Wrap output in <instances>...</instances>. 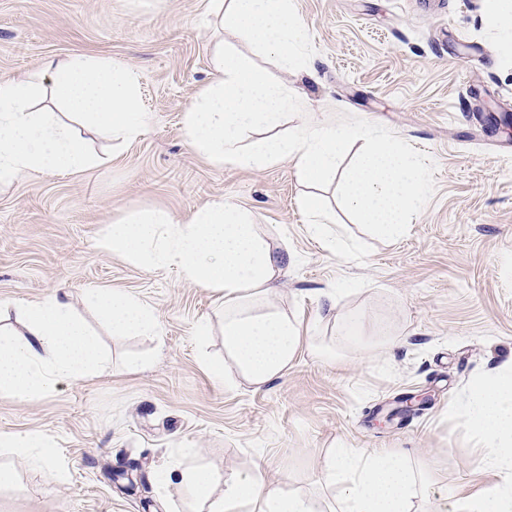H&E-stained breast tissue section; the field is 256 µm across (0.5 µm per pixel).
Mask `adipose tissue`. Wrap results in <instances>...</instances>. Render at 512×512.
<instances>
[{"label":"adipose tissue","mask_w":512,"mask_h":512,"mask_svg":"<svg viewBox=\"0 0 512 512\" xmlns=\"http://www.w3.org/2000/svg\"><path fill=\"white\" fill-rule=\"evenodd\" d=\"M222 28L246 35L284 66L301 67L297 53L304 28L291 0H211ZM46 85L26 79L0 82V186L20 176L85 173L100 157L71 125L38 111L42 92L79 117L126 141L147 127L137 81L111 59L85 52L46 62ZM104 249L153 268L177 267L197 285L217 293L224 305V362L210 365L217 383L232 366L249 385L261 388L284 376L294 360L300 331L294 317L279 309H258L288 267L256 230L250 215L227 200L211 201L185 221L150 212L109 225ZM85 304L104 317L116 336L155 337L151 308L120 291H91ZM21 327L10 326V319ZM100 364L94 336L76 316L68 294L53 292L22 308L0 302V392L25 401L49 392L63 380L88 377ZM466 423L488 442L487 466L497 478L459 503L454 512H512V365L475 379L466 403ZM0 447L28 462L50 468L53 443L36 432L0 434ZM323 479L335 488L333 504L266 482L261 473H235L201 466L164 464L160 487L174 488L189 512H423L418 501L433 481L427 467L378 448L340 447L331 452Z\"/></svg>","instance_id":"adipose-tissue-1"}]
</instances>
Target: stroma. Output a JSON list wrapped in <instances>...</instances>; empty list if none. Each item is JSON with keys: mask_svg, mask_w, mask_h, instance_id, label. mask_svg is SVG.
<instances>
[{"mask_svg": "<svg viewBox=\"0 0 512 512\" xmlns=\"http://www.w3.org/2000/svg\"><path fill=\"white\" fill-rule=\"evenodd\" d=\"M292 8L305 29L300 70L224 31L210 0H0V80L39 82L46 60L92 52L132 71L150 117L132 142L89 134L104 159L95 170L0 187V301L65 289L109 356L98 374L25 402L0 392V433L38 431L55 443L53 471L13 460L21 487L0 492V512H182L176 492L154 479L163 460L228 475L259 466L266 479L321 497L327 451L341 442L429 467L427 500L445 512L493 480L486 443L462 409L473 378L512 363V134L498 127L512 113V47L485 27L486 0H292ZM220 42L302 101L304 116L282 129L344 111L430 156L435 195L406 236L364 233L328 187L330 229L343 242L333 250L310 230L309 189L292 161L242 169L192 151L183 114L212 80ZM223 197L290 258L270 302L298 321L301 342L284 377L259 389L217 384L207 369L224 356V315L210 289L100 245L109 224L131 215L181 221ZM106 289L148 304L159 337L111 335L84 305L85 293ZM349 319L367 334L385 325L404 345L315 356L311 344L328 343ZM137 356L149 365L128 371ZM407 396L424 403L400 410Z\"/></svg>", "mask_w": 512, "mask_h": 512, "instance_id": "obj_1", "label": "stroma"}]
</instances>
